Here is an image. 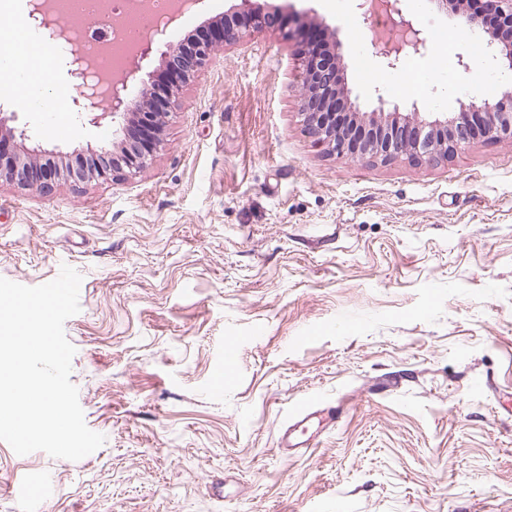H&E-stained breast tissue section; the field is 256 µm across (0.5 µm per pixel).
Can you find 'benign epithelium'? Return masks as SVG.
<instances>
[{
	"instance_id": "1",
	"label": "benign epithelium",
	"mask_w": 512,
	"mask_h": 512,
	"mask_svg": "<svg viewBox=\"0 0 512 512\" xmlns=\"http://www.w3.org/2000/svg\"><path fill=\"white\" fill-rule=\"evenodd\" d=\"M452 15L457 16L470 30L482 33L488 57L497 65L503 64L512 70V36L504 38L502 32H512V0H484L486 12L477 15L463 8L466 0H433ZM254 0H241L247 9L248 20L242 26L224 19L218 43L200 41L193 47V64L184 82L191 81L194 74L212 59L217 46H234L254 33L269 29V12L253 7ZM358 9L367 19H376L382 31L371 41V55L387 71H397L404 59L410 55H425L430 41L415 18L403 7V0H359ZM29 16L53 36L68 38L67 29L51 22L43 10L40 0H32ZM300 54L301 84L298 111L306 132L317 141L328 145L335 152L354 161H387L406 157L418 164L431 163L453 155L478 137L512 143V87L502 92L495 103L483 99L470 101L460 112H430L423 116L417 107L408 112L398 106L386 108L387 102L378 98L377 109L362 112L351 101L350 90L337 83L336 67L324 57L307 48ZM152 52V43L145 42L132 59L123 76L114 83L109 95L101 98L97 92L95 77L78 54L70 56L68 72L73 79L76 95L73 105L76 112L87 123L100 126L106 119L110 125L104 127L106 141L120 138L127 123L134 115L136 101L127 98L124 91L131 79L142 71L140 60ZM163 141L158 139L148 153H139L132 148H123L127 155L122 165L110 167H80L68 174L85 183L100 181L113 172H124L133 176L147 168ZM29 162L18 159L6 167L0 164V180L18 179L24 182V168Z\"/></svg>"
}]
</instances>
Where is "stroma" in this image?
<instances>
[{
  "mask_svg": "<svg viewBox=\"0 0 512 512\" xmlns=\"http://www.w3.org/2000/svg\"><path fill=\"white\" fill-rule=\"evenodd\" d=\"M264 2L340 39L363 111L380 90L456 113L512 85L493 65L465 80L480 38L428 0L405 6L431 48L396 72L357 0ZM239 3L198 0L144 71ZM300 48L273 28L220 49L136 177L0 181V277L37 286L67 265L86 283L70 380L106 438L78 461L0 441V512H512V144L422 165L333 153L298 112ZM53 75L42 110L0 107L25 148L98 151V128H54L64 56ZM304 405L336 424L303 454L278 438Z\"/></svg>",
  "mask_w": 512,
  "mask_h": 512,
  "instance_id": "obj_1",
  "label": "stroma"
}]
</instances>
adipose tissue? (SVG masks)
Segmentation results:
<instances>
[{"mask_svg": "<svg viewBox=\"0 0 512 512\" xmlns=\"http://www.w3.org/2000/svg\"><path fill=\"white\" fill-rule=\"evenodd\" d=\"M17 45L16 38H9L0 44V69L8 71L9 85L14 90V97L25 107H39L47 92L48 79L52 72L51 57L38 44L27 48V63L22 70H15L13 51Z\"/></svg>", "mask_w": 512, "mask_h": 512, "instance_id": "1", "label": "adipose tissue"}]
</instances>
